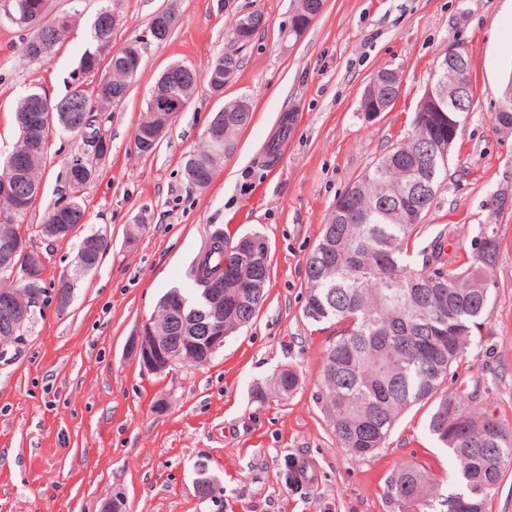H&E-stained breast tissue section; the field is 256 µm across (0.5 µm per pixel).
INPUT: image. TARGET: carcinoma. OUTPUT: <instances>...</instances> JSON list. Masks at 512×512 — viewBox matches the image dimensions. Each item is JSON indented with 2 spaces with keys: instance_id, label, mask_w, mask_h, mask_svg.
Here are the masks:
<instances>
[{
  "instance_id": "1",
  "label": "carcinoma",
  "mask_w": 512,
  "mask_h": 512,
  "mask_svg": "<svg viewBox=\"0 0 512 512\" xmlns=\"http://www.w3.org/2000/svg\"><path fill=\"white\" fill-rule=\"evenodd\" d=\"M3 0V13L20 28L31 29L25 3ZM324 0H297L296 14L289 24L300 37L306 15L323 8ZM263 17L251 12L236 23L234 42L244 44L261 27ZM91 47L85 50L81 66L91 71L99 48L112 43V35L99 33L90 25ZM137 72L105 70L91 90L74 88L70 95L97 105L118 103L116 95L129 88ZM400 77L392 70H380L365 88L360 102L366 115L376 106L395 98ZM426 90L412 120L406 140L386 151L341 195L321 225L315 247L306 259L307 301L304 317L313 324H336V339L327 347L318 376L320 399L336 442L355 457L374 454L385 447L401 413L429 401L434 409L428 432L448 449L455 466L458 491L440 498L434 480L415 463L400 461L387 486L388 496L400 512H487L491 492L503 469L512 465V427L490 415L474 397L439 394L448 381L452 366L480 333L488 318L498 248L494 224H486L471 241V261L455 266L437 237L429 248L413 251L446 172L448 158L457 138V126L471 111L474 95L471 65L441 69L434 65ZM20 131L19 145L12 152L22 155L33 136L24 113H15ZM252 119L250 109L236 100L224 106V122L216 129L219 139L207 137L208 148L184 162L186 178L191 169L206 171L209 184L213 169L231 150L239 130ZM98 116L92 112H54L44 131L60 129L76 136L98 130ZM154 117L146 112L134 140L144 146L137 153L152 154L157 146L148 144L144 131ZM88 180L68 182L66 202L81 213ZM28 207L13 197H0V212L13 211L15 222L0 223V242L27 241L21 220ZM98 232H85L78 253L88 262L75 259L70 282L62 296L70 298L71 283L94 270L110 241L91 252L84 247L97 240ZM8 272L0 264V342L19 343L34 324L38 304L37 288L23 289L7 283ZM194 288H173L159 300L152 317L155 334L173 351L172 366L203 365L214 357L207 346L208 327L213 321L209 304L214 286L224 282V334L249 323L266 295L270 281L269 247L265 236L247 232L235 240L218 228L212 232L191 268ZM283 393L298 385L291 369L275 376Z\"/></svg>"
}]
</instances>
